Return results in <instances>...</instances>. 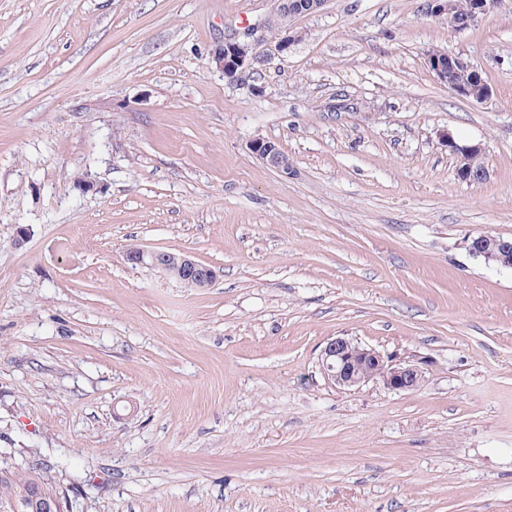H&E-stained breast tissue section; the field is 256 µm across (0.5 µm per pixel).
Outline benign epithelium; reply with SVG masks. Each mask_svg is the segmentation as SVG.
I'll return each mask as SVG.
<instances>
[{"mask_svg":"<svg viewBox=\"0 0 512 512\" xmlns=\"http://www.w3.org/2000/svg\"><path fill=\"white\" fill-rule=\"evenodd\" d=\"M324 0H278L276 9L257 27L259 36L250 33L240 39L232 37L224 40L211 53V64L224 74L229 84H244L255 70V64L264 61L258 46L265 41L269 30L279 32L274 41L277 55L288 53L295 35L291 34L290 22L300 15H310L321 10ZM501 0H478L470 17L471 23L496 11ZM427 14L448 21V29L453 30L456 21L451 0H429ZM428 64L440 83L448 81V68L464 71L473 69L471 63L459 55L446 52L428 56ZM455 95L484 103L491 98L488 86H473L469 83H456L451 87ZM448 151L457 159V176L464 181L484 180L489 176L488 167L473 169V161L484 155L481 144H461L447 132L444 135ZM250 150L267 166L287 178L295 173L292 162L280 146L265 138H255ZM467 250L475 258L491 266L512 251V239L481 234L467 240ZM126 263L132 266H149L161 271L174 267L180 271L181 279L195 288H208L216 280V272L210 266L185 253L149 250L130 247L124 253ZM320 365L325 377L342 389L358 388L374 382L390 392L414 391L420 388L425 378V368L419 363L394 362L373 348L365 346L345 336H338L327 342L320 354ZM0 512H64V503L58 493H45L39 486H31L21 491L18 497L0 506Z\"/></svg>","mask_w":512,"mask_h":512,"instance_id":"obj_1","label":"benign epithelium"}]
</instances>
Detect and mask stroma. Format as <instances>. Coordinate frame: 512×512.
Masks as SVG:
<instances>
[{
  "mask_svg": "<svg viewBox=\"0 0 512 512\" xmlns=\"http://www.w3.org/2000/svg\"><path fill=\"white\" fill-rule=\"evenodd\" d=\"M425 3L325 0L231 85L211 50L276 0H0V467L36 452L69 512H512V269L466 248L512 238V0ZM337 336L422 386H334ZM452 2L454 3V9ZM452 2L451 0H429L427 15L435 18L443 17L448 21V29L452 31H455L456 21L458 22L456 31H464L470 28L472 25L468 22V19L474 6V0H452ZM439 52L440 51H432L429 53L432 55L428 54V64L440 83L443 84L448 81L446 85L448 86V90L452 85V93L461 98L473 100L478 103H484L491 98V90L487 85L474 87L469 83L460 82L466 80L475 85L482 82L481 76L476 71L467 72L473 70V66L468 60L459 55H448L446 52ZM449 67L462 69L464 72L448 70ZM455 82L460 83L454 84ZM446 146L450 153H452L457 159V176L464 181H473L475 179L485 180L489 176V169L485 164L484 149L481 144H461L454 139V136L450 132H446L444 135ZM480 158L475 161L474 167L479 168L478 170L473 169V161L476 158ZM250 150L282 177L288 178L290 175H294L292 162L276 142L258 137L251 141ZM124 259L132 266H149L161 271L169 267L179 269L181 279L194 288H208L217 277L213 268L185 253L130 247Z\"/></svg>",
  "mask_w": 512,
  "mask_h": 512,
  "instance_id": "1",
  "label": "stroma"
}]
</instances>
